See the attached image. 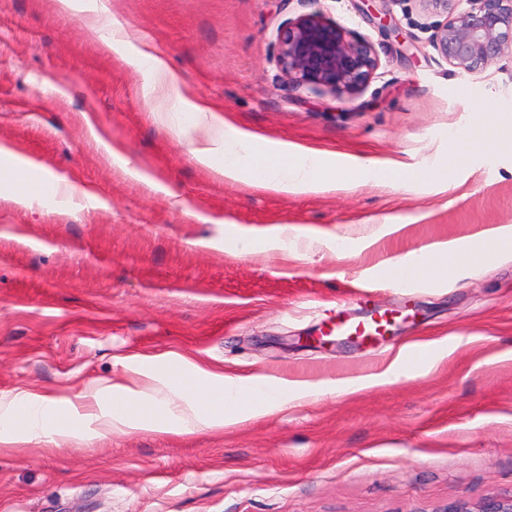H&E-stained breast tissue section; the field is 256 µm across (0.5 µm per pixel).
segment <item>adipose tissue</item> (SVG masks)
I'll list each match as a JSON object with an SVG mask.
<instances>
[{"mask_svg":"<svg viewBox=\"0 0 512 512\" xmlns=\"http://www.w3.org/2000/svg\"><path fill=\"white\" fill-rule=\"evenodd\" d=\"M194 112L193 125L180 129L179 135L199 163L227 179L275 192L306 191L324 184L331 171L319 153L294 151L281 143L261 149L248 135L218 121L210 107L198 105ZM489 250L494 253V262L512 258L511 224L490 226L471 238L433 242L420 250L390 258L377 265L376 270L384 276L390 268L414 265L420 280L438 281L447 277L458 280L471 274L478 259ZM190 368L195 381L204 385L202 394L177 398L168 390L156 389L155 396L164 415L155 421L119 408V401H136L144 395L143 390L129 385H99L92 394L90 412L63 421L46 417L45 399L41 396L28 399L33 410L25 419L14 420L12 412L26 399L20 394L0 395V412L5 415L0 422V447L16 448L42 434L69 437L89 423L102 431L127 428L192 433L262 416L284 395L300 396L312 389L305 381L257 382L250 377H231L195 362Z\"/></svg>","mask_w":512,"mask_h":512,"instance_id":"obj_1","label":"adipose tissue"}]
</instances>
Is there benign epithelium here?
I'll use <instances>...</instances> for the list:
<instances>
[{
  "label": "benign epithelium",
  "instance_id": "7a95c632",
  "mask_svg": "<svg viewBox=\"0 0 512 512\" xmlns=\"http://www.w3.org/2000/svg\"><path fill=\"white\" fill-rule=\"evenodd\" d=\"M424 8L446 17L433 35V46L448 66L465 73L485 70L512 54V0H419ZM277 62L295 87L357 91L377 70L372 45L319 13L283 22L277 34ZM441 512H512V496H489L478 502L458 498Z\"/></svg>",
  "mask_w": 512,
  "mask_h": 512
}]
</instances>
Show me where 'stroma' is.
<instances>
[{
    "instance_id": "35a3bbf8",
    "label": "stroma",
    "mask_w": 512,
    "mask_h": 512,
    "mask_svg": "<svg viewBox=\"0 0 512 512\" xmlns=\"http://www.w3.org/2000/svg\"><path fill=\"white\" fill-rule=\"evenodd\" d=\"M96 8L130 35L126 56L100 52ZM315 12L372 44L361 91L289 84L277 28ZM442 21L419 0H0V147L20 171L0 179V393L80 406L140 371L188 397L193 361L314 386L195 434L88 428L0 449V512H442L512 494V261L443 286L370 273L512 225V150L448 160L449 132L488 118L479 93L512 119V55L459 72L432 44ZM140 52L256 142L432 177L288 193L225 180L177 137L194 116L152 91ZM403 218L402 235L362 248ZM284 225L318 246L224 250ZM371 314L389 321L374 340L331 332Z\"/></svg>"
}]
</instances>
